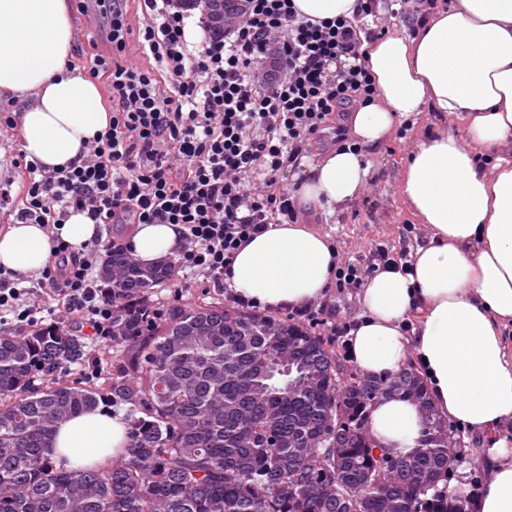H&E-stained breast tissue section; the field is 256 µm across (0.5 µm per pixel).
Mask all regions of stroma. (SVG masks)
Masks as SVG:
<instances>
[{
    "mask_svg": "<svg viewBox=\"0 0 512 512\" xmlns=\"http://www.w3.org/2000/svg\"><path fill=\"white\" fill-rule=\"evenodd\" d=\"M444 125L460 129L464 123L456 116L445 117L437 112L426 111L416 116L406 135H392L377 154L369 157L368 188L362 196L333 214L317 208H307L305 223L330 233L340 254L350 261L370 260L376 247L381 245L398 251L422 244L426 232L399 195L397 184L408 152L417 137ZM191 279L190 272L177 271L173 281L153 289L149 297L150 305L165 311L179 303H224V291L220 288L200 286L190 287L185 292L178 290V283L190 282ZM317 310L328 323L327 329L321 330V337L336 352L341 364H348L349 359L341 339L332 336L329 328L359 317L362 307L357 296L351 291L342 293L333 288L329 289ZM73 329L84 342L85 355L82 361L58 370L52 377L36 378V386L59 382L101 387L111 378L116 365L114 350L101 345L88 326L77 323ZM453 431L456 440L461 443V461L451 473L448 484L452 487H463L470 492L475 487L484 486L487 481L486 460L476 455L477 450L486 448L487 443L462 426H454Z\"/></svg>",
    "mask_w": 512,
    "mask_h": 512,
    "instance_id": "35a3bbf8",
    "label": "stroma"
}]
</instances>
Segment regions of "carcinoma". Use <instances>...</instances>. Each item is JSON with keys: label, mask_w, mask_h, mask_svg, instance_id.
<instances>
[{"label": "carcinoma", "mask_w": 512, "mask_h": 512, "mask_svg": "<svg viewBox=\"0 0 512 512\" xmlns=\"http://www.w3.org/2000/svg\"><path fill=\"white\" fill-rule=\"evenodd\" d=\"M112 345L104 388L32 390L81 360L63 326L0 331V512H468L448 487L459 462L448 421L409 368L385 380H343L315 332L213 303L174 306L151 320L146 296L175 276L162 261L104 259ZM409 397L429 416L419 448L388 453L367 423L373 401ZM119 399L128 445L104 464L61 469L47 454L59 421Z\"/></svg>", "instance_id": "obj_1"}]
</instances>
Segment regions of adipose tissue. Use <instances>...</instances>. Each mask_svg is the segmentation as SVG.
Wrapping results in <instances>:
<instances>
[{
    "label": "adipose tissue",
    "mask_w": 512,
    "mask_h": 512,
    "mask_svg": "<svg viewBox=\"0 0 512 512\" xmlns=\"http://www.w3.org/2000/svg\"><path fill=\"white\" fill-rule=\"evenodd\" d=\"M73 40L67 0H0V94L22 102V150L48 167L80 160L109 125L98 83L66 69ZM365 63L377 96L351 114L357 148L301 157L304 204L336 209L363 194L367 156L401 120L428 108L465 127H440L414 144L399 193L426 241L411 255L412 273L380 269L359 288L363 314L349 356L382 378L417 367L438 414L489 441L478 512H512V0H453L415 35L394 30L376 40ZM99 233L80 212L53 234L9 225L0 232V272L40 274L52 235L78 251ZM184 245L177 224H138L126 237L146 267ZM335 270L329 234L272 224L239 251L227 282L235 297L274 313L322 299ZM369 428L382 446L407 454L425 422L413 401L379 398ZM126 431L122 417L86 411L58 423L48 453L60 468L90 465L125 447Z\"/></svg>",
    "instance_id": "adipose-tissue-1"
}]
</instances>
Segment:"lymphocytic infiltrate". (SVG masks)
<instances>
[{
    "mask_svg": "<svg viewBox=\"0 0 512 512\" xmlns=\"http://www.w3.org/2000/svg\"><path fill=\"white\" fill-rule=\"evenodd\" d=\"M224 34L200 20L202 36H186L190 11L176 0H140L138 29L128 0H97L110 16L111 55H95L89 73L110 90L106 130L78 163L46 168L19 165L17 197L0 193V209L18 224L65 223L71 211L95 224H179L186 246L179 268L220 288L237 251L270 224L297 223L294 188L284 173L320 133L330 115L374 100L362 64L364 44L384 35L374 0H360L350 18L316 20L294 0H234ZM138 33L143 54L159 71L126 54ZM113 241L83 251L57 244L39 283L62 306L59 324L84 320L104 344L112 342L116 307L97 266ZM408 261L409 250L377 249L368 263L340 261L335 287H362L377 265ZM20 274L0 273V313L18 326L34 322Z\"/></svg>",
    "mask_w": 512,
    "mask_h": 512,
    "instance_id": "lymphocytic-infiltrate-1",
    "label": "lymphocytic infiltrate"
}]
</instances>
